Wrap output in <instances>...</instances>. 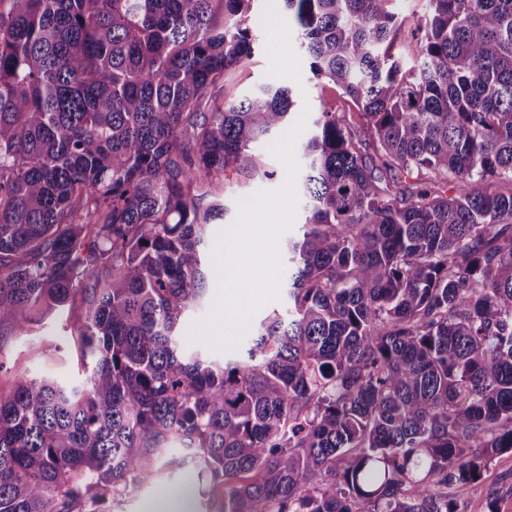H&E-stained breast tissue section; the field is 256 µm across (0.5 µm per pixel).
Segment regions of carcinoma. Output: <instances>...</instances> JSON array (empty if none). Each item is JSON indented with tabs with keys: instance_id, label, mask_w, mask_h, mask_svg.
I'll return each instance as SVG.
<instances>
[{
	"instance_id": "cac0c4a2",
	"label": "carcinoma",
	"mask_w": 512,
	"mask_h": 512,
	"mask_svg": "<svg viewBox=\"0 0 512 512\" xmlns=\"http://www.w3.org/2000/svg\"><path fill=\"white\" fill-rule=\"evenodd\" d=\"M250 2L0 0V324L79 299L91 356L0 400V512H97L172 443L224 512H455L512 452V0H429L409 68L396 0H283L366 128L322 104L288 306L246 360L181 353L220 190L273 176L254 147L292 107L221 101Z\"/></svg>"
}]
</instances>
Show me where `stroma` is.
<instances>
[{"label":"stroma","instance_id":"35a3bbf8","mask_svg":"<svg viewBox=\"0 0 512 512\" xmlns=\"http://www.w3.org/2000/svg\"><path fill=\"white\" fill-rule=\"evenodd\" d=\"M271 3L272 0H255L252 6L250 25L256 35L254 56L246 67L227 71L225 102L241 100L261 86L273 84L290 88L293 114H301L306 107L315 112L326 103L334 106L336 112L346 114L350 121L359 120L362 109L357 103L338 86L312 74L310 61L299 47L287 10L270 12ZM256 151L265 155L268 168L276 172L275 177L266 180L246 170L231 173L224 195L227 214L223 224L210 225L208 243H215L223 225L233 223L239 199L283 184L285 175L280 171V163L268 157L267 143L258 144ZM215 298V289H208L206 302L185 312L179 322L181 348L185 353L219 364L243 359L244 348L218 351L187 338L191 324L210 312ZM83 313L84 308L79 305L69 314L36 317L22 334L11 324H0V400L8 399L19 381L32 376H45L73 385L80 382L78 350L73 337ZM166 461L165 454H156L151 462L150 479L99 503L100 512H147L159 489L177 482L176 472L169 469ZM448 499L456 512H512V454L496 456L476 486L449 487Z\"/></svg>","mask_w":512,"mask_h":512}]
</instances>
